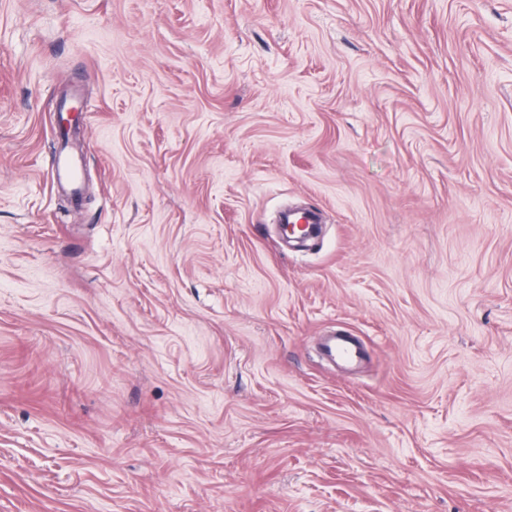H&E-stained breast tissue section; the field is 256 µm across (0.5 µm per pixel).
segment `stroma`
I'll list each match as a JSON object with an SVG mask.
<instances>
[{
	"label": "stroma",
	"mask_w": 512,
	"mask_h": 512,
	"mask_svg": "<svg viewBox=\"0 0 512 512\" xmlns=\"http://www.w3.org/2000/svg\"><path fill=\"white\" fill-rule=\"evenodd\" d=\"M0 512H512V0H0ZM55 180L59 187L70 192L79 188L81 172L78 166L62 151L57 159ZM324 350L333 360L346 362L355 360L360 354L357 341L346 335L330 336L324 343Z\"/></svg>",
	"instance_id": "35a3bbf8"
}]
</instances>
